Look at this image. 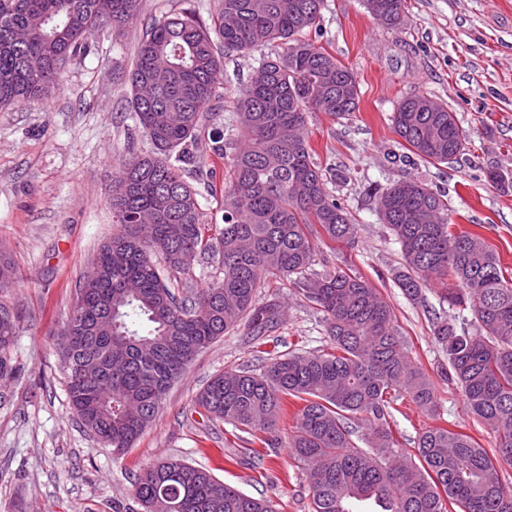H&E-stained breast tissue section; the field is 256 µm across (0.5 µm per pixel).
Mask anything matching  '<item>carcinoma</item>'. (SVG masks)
I'll list each match as a JSON object with an SVG mask.
<instances>
[{"label":"carcinoma","mask_w":512,"mask_h":512,"mask_svg":"<svg viewBox=\"0 0 512 512\" xmlns=\"http://www.w3.org/2000/svg\"><path fill=\"white\" fill-rule=\"evenodd\" d=\"M366 6L388 28L405 21V0ZM323 7L324 0H216L211 23L186 9L154 22L139 42L128 74L131 118L149 148L120 163L112 218L121 230L98 249L63 329L71 408L113 454L125 453L199 352L244 321L254 336L277 325L278 306L255 304L261 275L275 270L323 314L334 351L277 353L259 373L226 371L195 405L212 420L263 433L267 444L288 399L303 402L288 448L307 466L313 512H353L369 500L382 512H449L450 504L512 512V489L499 473L500 463H512V279L482 238L451 229L448 195L398 180L378 191V211L400 245L397 286L416 301L434 281L455 310L433 319L432 333L467 411L496 433L495 454L440 426L419 435L415 454L401 448L389 421L395 395L433 417L440 412L391 306L357 273L305 277L315 257L308 225L334 242L357 234L305 135L308 113L345 115L359 101L353 71L307 38ZM140 11L141 0H0V108L45 95L95 31L128 24ZM271 43L279 51L260 58L235 99L240 145L230 152L223 135L210 136L211 152L227 160L224 227L212 237L185 168L216 116L224 52ZM391 122L427 162L446 163L465 149L456 114L432 97L402 98ZM190 253L217 261L223 276L184 296L172 277ZM16 328L15 314L0 305V375ZM353 419L369 429L365 448L352 439ZM134 492L143 512H274L270 501L178 460L144 468Z\"/></svg>","instance_id":"1"}]
</instances>
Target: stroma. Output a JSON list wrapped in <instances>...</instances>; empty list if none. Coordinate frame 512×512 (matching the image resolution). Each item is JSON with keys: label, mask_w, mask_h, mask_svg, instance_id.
I'll use <instances>...</instances> for the list:
<instances>
[{"label": "stroma", "mask_w": 512, "mask_h": 512, "mask_svg": "<svg viewBox=\"0 0 512 512\" xmlns=\"http://www.w3.org/2000/svg\"><path fill=\"white\" fill-rule=\"evenodd\" d=\"M192 9L209 20L214 0H143L136 21L95 32L91 50L67 66L44 99L0 109V251L15 278L0 288V304L17 316L8 354L12 372L0 377V512H113L120 503L141 512L133 483L141 469L179 459L209 470L243 493L270 500L276 512H312V490L287 440L296 406L278 423L280 447L253 431L211 420L195 407L215 375L260 365L265 352L329 351L323 315L287 279L263 275L257 305L277 303L283 316L261 337L239 326L196 356L170 388L153 422L121 457L89 436L68 404L60 331L78 286L100 244L118 227L108 190L128 142L146 147L130 118V93L119 73L129 70L148 25L170 12ZM400 29L378 24L364 0H325L316 37L347 65L360 85L356 112L310 113L306 131L329 189L358 225L353 243L315 240L313 272L351 268L392 307L411 361L435 387L439 418L409 398L392 409L391 428L402 447L434 426L473 436L494 450L495 433L468 414L464 397L448 382V360L434 340V315H448L437 284L409 300L395 283L400 246L382 224L376 189L414 178L448 192L454 228L477 234L495 249L512 277V190L489 182V171L512 176V0H406ZM256 55L224 57V97L213 127L225 130L238 88L251 77ZM439 98L467 135L452 163H398L405 150L391 115L403 97ZM208 138L194 147L186 173L198 190L206 223L221 224L224 161Z\"/></svg>", "instance_id": "stroma-1"}]
</instances>
